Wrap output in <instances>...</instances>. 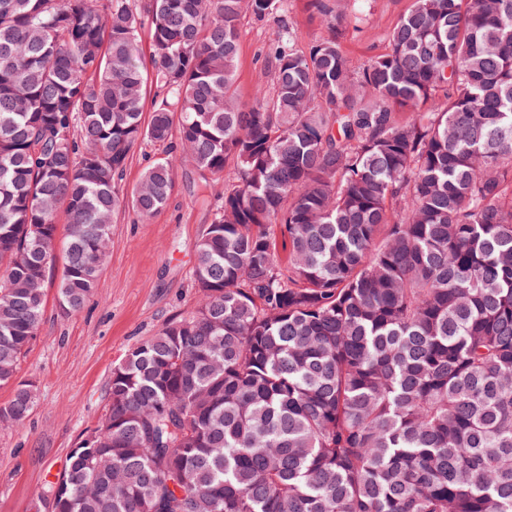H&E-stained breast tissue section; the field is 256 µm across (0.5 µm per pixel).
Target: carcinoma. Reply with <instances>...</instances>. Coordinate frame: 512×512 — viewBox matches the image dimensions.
Wrapping results in <instances>:
<instances>
[{"label":"carcinoma","instance_id":"obj_1","mask_svg":"<svg viewBox=\"0 0 512 512\" xmlns=\"http://www.w3.org/2000/svg\"><path fill=\"white\" fill-rule=\"evenodd\" d=\"M306 2L302 52L288 0H0L1 423L57 252L78 311L115 212L169 199L171 154L119 195L136 147L232 171L198 306L113 366L35 512H512V0H411L359 69L342 0ZM247 14L278 19L251 105ZM288 18L292 35L298 50H306L311 42L325 32V27L316 15L306 7V0H291Z\"/></svg>","mask_w":512,"mask_h":512}]
</instances>
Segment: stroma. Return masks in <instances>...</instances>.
I'll use <instances>...</instances> for the list:
<instances>
[{
    "label": "stroma",
    "mask_w": 512,
    "mask_h": 512,
    "mask_svg": "<svg viewBox=\"0 0 512 512\" xmlns=\"http://www.w3.org/2000/svg\"><path fill=\"white\" fill-rule=\"evenodd\" d=\"M409 3L361 0L364 33L344 41L354 66L384 50L387 31ZM276 30L272 19L244 22L238 86L245 103L270 81L264 55ZM223 192V178L178 157L173 190L160 211L147 219L129 208L116 215L108 259L80 311H63L57 302L64 260L56 258L37 339L19 366L20 378L36 385V404L23 424H0V512H34L71 448L103 412L117 360L171 317L195 309L194 246Z\"/></svg>",
    "instance_id": "stroma-1"
}]
</instances>
